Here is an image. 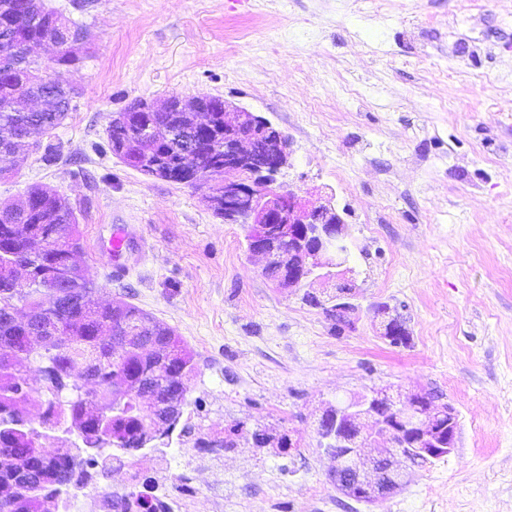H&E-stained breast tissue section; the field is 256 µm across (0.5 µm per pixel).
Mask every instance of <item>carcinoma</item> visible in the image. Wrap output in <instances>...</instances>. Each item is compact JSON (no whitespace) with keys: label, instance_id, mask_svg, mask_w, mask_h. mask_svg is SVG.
<instances>
[{"label":"carcinoma","instance_id":"1","mask_svg":"<svg viewBox=\"0 0 512 512\" xmlns=\"http://www.w3.org/2000/svg\"><path fill=\"white\" fill-rule=\"evenodd\" d=\"M87 34L44 0H0V178L30 154L29 135L50 134L71 109L72 92L36 78L39 60L26 49L47 40L61 45L53 66L80 59ZM200 112H145L143 100L110 125L109 147L125 165L147 173L166 158L173 169L211 174L212 192L224 176V109L202 97ZM81 250L79 224L63 195L34 186L0 202V512H69L73 491L93 479L105 448L93 438L112 431V447L134 453L178 424H160L140 400L165 405L184 392L193 355L174 330L124 300L103 303L88 275L69 276ZM55 319L52 345L41 335ZM39 363L40 386H25L18 354ZM423 406L442 409L439 434H448V405L426 392ZM76 436L75 452L50 450L54 433Z\"/></svg>","mask_w":512,"mask_h":512}]
</instances>
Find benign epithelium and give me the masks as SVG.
<instances>
[{"mask_svg": "<svg viewBox=\"0 0 512 512\" xmlns=\"http://www.w3.org/2000/svg\"><path fill=\"white\" fill-rule=\"evenodd\" d=\"M270 127L267 119L245 108L224 112V192L208 194L212 206H224V223L242 225L248 252L262 258L264 265L280 260L286 270L285 287L298 288L307 282L329 279L345 264L347 225L336 209L308 206L283 190L277 176L290 156L288 137L278 131L257 144ZM279 225L277 235L270 225ZM288 243V252L282 244ZM353 286L345 283L328 296L330 310L348 320L357 310L352 302ZM420 391L390 394L373 390L342 404H324L317 433L325 442L340 448L328 454L329 473L350 471L353 481L342 488L356 492L366 503L400 487L410 475L404 436L431 457L449 455L456 447L458 420L448 408V442L439 441V409L423 408L417 402ZM388 399L390 413L377 406Z\"/></svg>", "mask_w": 512, "mask_h": 512, "instance_id": "obj_1", "label": "benign epithelium"}]
</instances>
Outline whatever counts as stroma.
<instances>
[{"mask_svg":"<svg viewBox=\"0 0 512 512\" xmlns=\"http://www.w3.org/2000/svg\"><path fill=\"white\" fill-rule=\"evenodd\" d=\"M370 21L354 0H45L91 34L79 64L55 70L78 94L0 202L47 185L74 206L83 266L108 302H131L192 350L168 446L136 456L148 489L196 466L188 512H512V0H402ZM222 97L281 130L278 177L349 229L352 329L307 304L316 282L267 279L240 225L206 187L152 179L107 143L136 99ZM125 230L123 275L102 254ZM408 334L382 336L377 306ZM391 386L432 392L458 415L455 449L375 503L341 494L315 432L321 403ZM239 427L221 462L182 457L203 430ZM293 431L298 448L253 432Z\"/></svg>","mask_w":512,"mask_h":512,"instance_id":"stroma-1","label":"stroma"}]
</instances>
